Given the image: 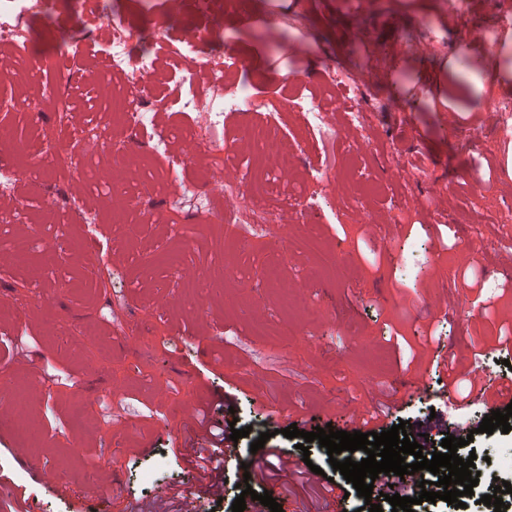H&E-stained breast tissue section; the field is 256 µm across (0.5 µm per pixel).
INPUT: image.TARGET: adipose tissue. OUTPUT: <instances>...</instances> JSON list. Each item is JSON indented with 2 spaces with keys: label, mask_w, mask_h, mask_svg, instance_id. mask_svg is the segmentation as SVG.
Masks as SVG:
<instances>
[{
  "label": "adipose tissue",
  "mask_w": 512,
  "mask_h": 512,
  "mask_svg": "<svg viewBox=\"0 0 512 512\" xmlns=\"http://www.w3.org/2000/svg\"><path fill=\"white\" fill-rule=\"evenodd\" d=\"M475 55L468 76H461L453 56L438 59L436 97L448 112H470L477 101L487 97H512V35L504 34L492 50H485L480 39L470 43Z\"/></svg>",
  "instance_id": "obj_1"
}]
</instances>
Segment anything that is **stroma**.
I'll return each mask as SVG.
<instances>
[{"label":"stroma","instance_id":"1","mask_svg":"<svg viewBox=\"0 0 512 512\" xmlns=\"http://www.w3.org/2000/svg\"><path fill=\"white\" fill-rule=\"evenodd\" d=\"M256 2L253 23L231 8L201 14L193 0L176 11L166 0H98L101 12L145 32L144 49L156 37L188 41L208 32L214 54L234 46L244 66L236 91L255 100L251 121L277 125L294 158L268 185L277 215L270 227L205 219L210 207L229 212L246 201L225 199L236 170L223 151L203 150L191 136L192 121L206 114L180 87L178 71L167 72V99L148 107L154 129L177 137L123 165L112 155L120 134L110 101L98 92L102 84L123 91V77L83 55L72 70L50 74L44 88L0 77V98L11 103L0 167H20L51 132L102 191L87 195L66 171L0 186V214L21 204L29 211L28 222L7 234L40 242L24 260L0 248V373L26 395L18 415L0 417V512H128L159 500L179 512L180 492L197 489V460L212 448L189 428L186 398L222 428L250 430L224 450L222 497L201 496L198 512H232L244 468L258 460L250 445L266 431L267 447L283 449L297 470L252 481V489L272 495L284 512H322L328 481L343 477L318 443L304 453L283 436L291 421L276 416L278 407L307 413L301 431H340L354 401L373 407L396 394L401 401L381 426L410 421L409 439L426 435L434 452L458 419L479 421L495 409L475 391L445 400V360L462 379L482 365L512 377L506 352L496 349L500 328L512 330V266L499 261L512 223L488 221L512 205L503 127L485 126L486 112L439 111L432 81L434 61L457 49L461 23L438 26L410 9L411 0H372L357 14L348 0H299L277 14L268 0ZM57 15L86 26L80 0H48L23 22L37 45L26 66L53 52L47 30ZM407 43L420 45L423 60L401 61ZM357 62L367 75L370 141L350 151L335 145L340 116L332 104L318 134L282 111L283 94L309 96ZM273 63L304 72V80L272 78ZM60 91L73 123L97 126L99 140L67 139ZM476 125V151L449 133ZM173 156L188 157V165L171 171ZM329 165L338 178L318 180ZM295 194L324 199L319 232L332 263L308 254V227L285 203ZM362 197L385 237L361 220ZM426 199L447 212V223L414 209ZM180 227L189 238L175 236ZM270 265L280 270V286L264 275ZM442 298L450 303L444 315L434 311ZM257 321L264 335H254ZM421 371L427 397L407 387ZM163 389L168 399L157 398ZM18 448L64 478L73 496H56L36 469L20 465Z\"/></svg>","mask_w":512,"mask_h":512}]
</instances>
